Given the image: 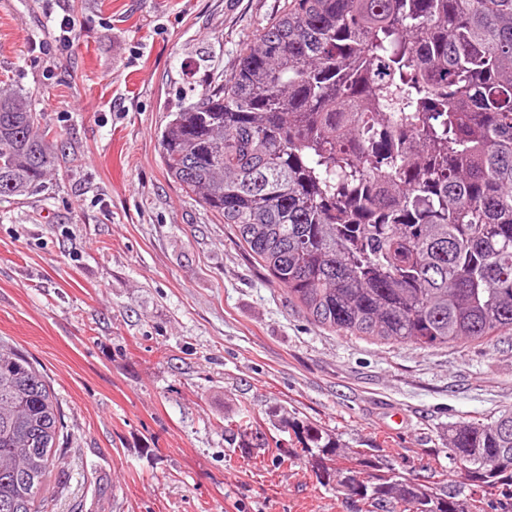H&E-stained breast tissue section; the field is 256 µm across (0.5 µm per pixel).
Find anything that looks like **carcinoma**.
Instances as JSON below:
<instances>
[{
    "instance_id": "cac0c4a2",
    "label": "carcinoma",
    "mask_w": 512,
    "mask_h": 512,
    "mask_svg": "<svg viewBox=\"0 0 512 512\" xmlns=\"http://www.w3.org/2000/svg\"><path fill=\"white\" fill-rule=\"evenodd\" d=\"M160 135L166 172L224 223L306 318L384 344L512 331V0H286L232 80ZM0 90V197L29 194L53 142ZM63 412L0 340V512H42ZM253 435L251 417L225 427ZM320 478L364 512H512V411L448 430L464 481L374 470L310 426Z\"/></svg>"
}]
</instances>
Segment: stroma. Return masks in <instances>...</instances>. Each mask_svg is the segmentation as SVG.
<instances>
[{"instance_id": "stroma-1", "label": "stroma", "mask_w": 512, "mask_h": 512, "mask_svg": "<svg viewBox=\"0 0 512 512\" xmlns=\"http://www.w3.org/2000/svg\"><path fill=\"white\" fill-rule=\"evenodd\" d=\"M283 4L0 0V81L61 148L41 188L0 199V339L64 412L46 512H350L291 455L305 428L459 482L449 426L512 410V334L420 349L314 326L168 177L171 112ZM65 15L72 47L44 54ZM245 412L247 454L224 436Z\"/></svg>"}]
</instances>
